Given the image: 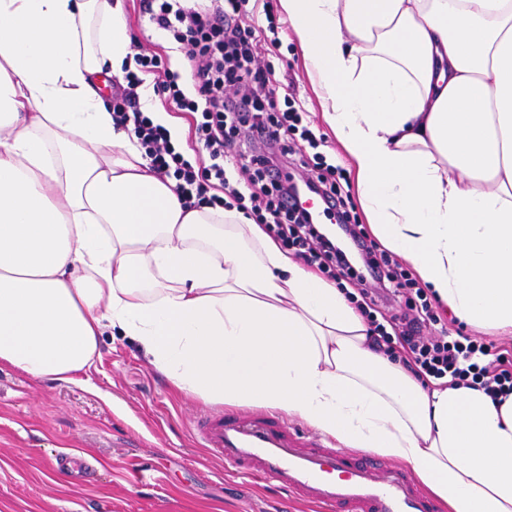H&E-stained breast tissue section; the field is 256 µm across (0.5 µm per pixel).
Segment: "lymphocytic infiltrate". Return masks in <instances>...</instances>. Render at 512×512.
<instances>
[{
    "label": "lymphocytic infiltrate",
    "instance_id": "obj_1",
    "mask_svg": "<svg viewBox=\"0 0 512 512\" xmlns=\"http://www.w3.org/2000/svg\"><path fill=\"white\" fill-rule=\"evenodd\" d=\"M246 0H141V9L169 32L194 70L193 93L181 74L161 66L156 52L141 50L139 71L127 73L113 92V119L134 133L159 176L175 179L186 206L202 202L245 211L255 223L333 280L357 286L359 308L386 351L402 347L426 382L483 389L492 398L512 394V350L475 336L449 335L425 290L391 254L368 241L353 223L341 186L344 170L320 153L319 138L303 123L296 96L277 104L261 65V41L242 29ZM166 91L165 104L188 115L202 154L176 150L166 132L142 110L139 89L147 76ZM320 196L343 224L362 257L356 271L336 240L319 232L310 216L291 206L299 188Z\"/></svg>",
    "mask_w": 512,
    "mask_h": 512
}]
</instances>
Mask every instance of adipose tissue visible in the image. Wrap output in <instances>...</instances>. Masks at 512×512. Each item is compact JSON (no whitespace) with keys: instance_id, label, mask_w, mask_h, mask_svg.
<instances>
[{"instance_id":"obj_1","label":"adipose tissue","mask_w":512,"mask_h":512,"mask_svg":"<svg viewBox=\"0 0 512 512\" xmlns=\"http://www.w3.org/2000/svg\"><path fill=\"white\" fill-rule=\"evenodd\" d=\"M278 4L373 233L512 334V0ZM131 44L122 0H0V369L75 382L116 330L179 391L401 462L446 512H512V394L423 386L261 225L185 207L100 93Z\"/></svg>"}]
</instances>
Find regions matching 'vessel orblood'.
Listing matches in <instances>:
<instances>
[{
  "label": "vessel or blood",
  "mask_w": 512,
  "mask_h": 512,
  "mask_svg": "<svg viewBox=\"0 0 512 512\" xmlns=\"http://www.w3.org/2000/svg\"><path fill=\"white\" fill-rule=\"evenodd\" d=\"M207 452L332 512H440L402 467L297 432L268 413L228 411L197 423Z\"/></svg>",
  "instance_id": "obj_1"
}]
</instances>
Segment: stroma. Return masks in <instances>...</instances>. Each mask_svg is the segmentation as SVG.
<instances>
[{"label":"stroma","mask_w":512,"mask_h":512,"mask_svg":"<svg viewBox=\"0 0 512 512\" xmlns=\"http://www.w3.org/2000/svg\"><path fill=\"white\" fill-rule=\"evenodd\" d=\"M136 45L160 53L194 84L175 42L123 0ZM255 37L275 33L266 60L277 99L296 93L306 120L324 137L322 151L347 166L323 122L301 51L278 0H248ZM221 405L177 391L130 337L105 333L92 368L77 384L0 370V512H314L282 489L243 478L211 460L196 426Z\"/></svg>","instance_id":"1"}]
</instances>
